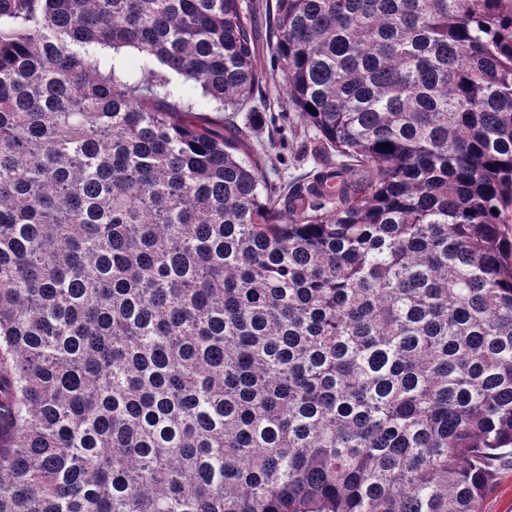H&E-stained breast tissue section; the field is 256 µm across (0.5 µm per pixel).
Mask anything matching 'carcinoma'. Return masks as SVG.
I'll return each instance as SVG.
<instances>
[{"mask_svg":"<svg viewBox=\"0 0 512 512\" xmlns=\"http://www.w3.org/2000/svg\"><path fill=\"white\" fill-rule=\"evenodd\" d=\"M259 10L336 154L285 194ZM503 462L512 0H0V512H483Z\"/></svg>","mask_w":512,"mask_h":512,"instance_id":"carcinoma-1","label":"carcinoma"}]
</instances>
